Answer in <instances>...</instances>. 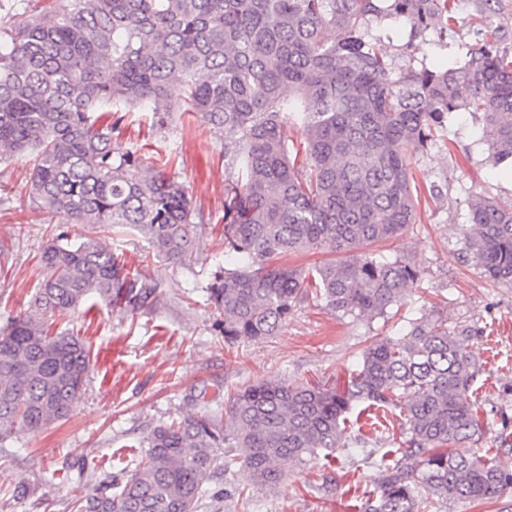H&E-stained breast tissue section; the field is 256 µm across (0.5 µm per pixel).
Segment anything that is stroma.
Listing matches in <instances>:
<instances>
[{"instance_id":"35a3bbf8","label":"stroma","mask_w":512,"mask_h":512,"mask_svg":"<svg viewBox=\"0 0 512 512\" xmlns=\"http://www.w3.org/2000/svg\"><path fill=\"white\" fill-rule=\"evenodd\" d=\"M457 21L446 33L429 30L410 39L402 19L372 20L371 38L386 54L394 75L424 67L461 66L469 49L495 40L512 55V0H458ZM123 147L145 148L147 158L171 156L168 172L188 189L203 222L194 234L198 249L184 264L149 257L139 234L103 225L97 234L129 269H145L157 285L154 308L135 316L113 313L104 304L55 320L54 331L73 332L91 350L88 377L66 419L33 435L10 439L0 452V512H78L85 489L134 468L153 429L202 411L197 395L223 403L235 390L261 379L291 384L344 381L348 368L373 337L424 319L449 330H469V348L482 368L475 396L486 411L485 432L471 450L512 471V283L491 281L467 261L463 234L468 202L487 193L512 202V167L494 164L482 137L480 115L451 114L437 140L412 159L423 189L415 224L381 243L390 259L415 264L422 277L402 306L387 317L354 320L324 302L298 306L275 334L260 340H224L205 287L224 256V142L206 123L171 110L164 126L130 123ZM31 166L24 157L0 162V324L27 308L45 277L41 252L54 235L76 241L87 234L68 216L44 219L26 189ZM205 400V401H206ZM286 479L273 490L250 488L198 512H349L355 490L374 488L380 473L361 458L339 453L308 467L284 462ZM31 488L18 503L10 492Z\"/></svg>"}]
</instances>
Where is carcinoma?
<instances>
[{
	"label": "carcinoma",
	"mask_w": 512,
	"mask_h": 512,
	"mask_svg": "<svg viewBox=\"0 0 512 512\" xmlns=\"http://www.w3.org/2000/svg\"><path fill=\"white\" fill-rule=\"evenodd\" d=\"M457 0H56L0 17V162L29 156V197L74 224L125 226L154 253L182 264L200 213L188 191L122 147L125 113L175 100L224 140V259L206 286L224 340L274 335L301 303L343 317H384L421 281L410 262L373 246L416 222L422 191L414 154L446 116L482 115L497 160H512V56L488 41L463 66L392 77L367 39L372 19L403 18L414 40L448 30ZM335 31L336 37L325 36ZM464 247L482 274L512 282V206L476 196ZM333 258L298 267L305 252ZM27 309L0 329V443L66 418L84 387L90 349L50 333L46 318L91 299L134 316L156 285L127 270L96 237L58 234ZM480 369L460 337L415 319L378 337L342 386L261 380L211 411L156 426L117 487L84 495L85 512H197L221 500L217 480L252 486L285 479L343 450L372 459L341 425L360 404L400 410L406 439L373 464L378 485L351 512H430L492 500L512 472L464 450L482 438L473 400Z\"/></svg>",
	"instance_id": "cac0c4a2"
}]
</instances>
